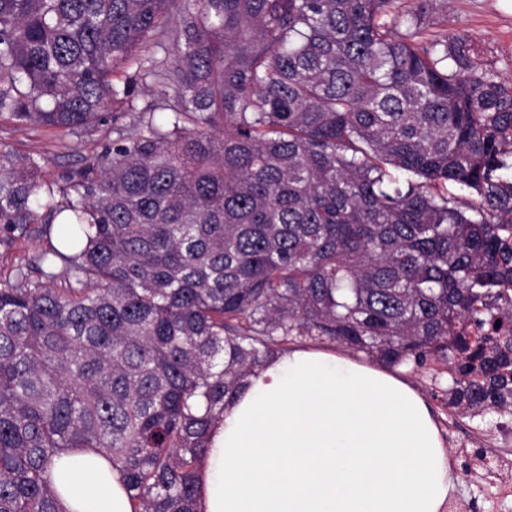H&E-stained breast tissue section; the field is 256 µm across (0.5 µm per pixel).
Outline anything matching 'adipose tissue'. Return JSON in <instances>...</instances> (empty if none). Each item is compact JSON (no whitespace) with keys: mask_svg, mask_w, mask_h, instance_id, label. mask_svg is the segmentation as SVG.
<instances>
[{"mask_svg":"<svg viewBox=\"0 0 512 512\" xmlns=\"http://www.w3.org/2000/svg\"><path fill=\"white\" fill-rule=\"evenodd\" d=\"M64 512H131L102 455L55 457ZM197 512H442L455 486L434 415L404 379L295 346L251 375L197 465Z\"/></svg>","mask_w":512,"mask_h":512,"instance_id":"obj_1","label":"adipose tissue"}]
</instances>
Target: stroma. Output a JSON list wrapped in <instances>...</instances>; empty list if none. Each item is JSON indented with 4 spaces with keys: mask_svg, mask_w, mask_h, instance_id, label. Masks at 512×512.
Returning <instances> with one entry per match:
<instances>
[{
    "mask_svg": "<svg viewBox=\"0 0 512 512\" xmlns=\"http://www.w3.org/2000/svg\"><path fill=\"white\" fill-rule=\"evenodd\" d=\"M446 15L449 32L468 35L480 61L494 68L501 78L512 79V0H448ZM0 142L23 154L46 156L50 176L58 181L83 159L100 153L106 137L97 133L76 151L53 132L18 128L2 118ZM46 246L47 238L39 224L26 225L10 234L0 232V274L8 275L20 261L32 259ZM399 372L432 408L448 450L456 488L445 512H512V496L496 494L498 485H512V472L486 480L471 474L479 451L496 444L499 413H463L451 408L448 401L453 378L447 365L430 361L421 367L400 366Z\"/></svg>",
    "mask_w": 512,
    "mask_h": 512,
    "instance_id": "obj_1",
    "label": "stroma"
}]
</instances>
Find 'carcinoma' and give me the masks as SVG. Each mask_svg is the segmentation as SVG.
I'll return each mask as SVG.
<instances>
[{
  "label": "carcinoma",
  "instance_id": "carcinoma-1",
  "mask_svg": "<svg viewBox=\"0 0 512 512\" xmlns=\"http://www.w3.org/2000/svg\"><path fill=\"white\" fill-rule=\"evenodd\" d=\"M446 3L0 0V117L112 122L62 184L0 143V230L62 218L35 264L66 283L0 278V512H61L71 448L131 512H196L224 405L297 338L512 409V84L430 31ZM479 301L504 336L473 350Z\"/></svg>",
  "mask_w": 512,
  "mask_h": 512
}]
</instances>
